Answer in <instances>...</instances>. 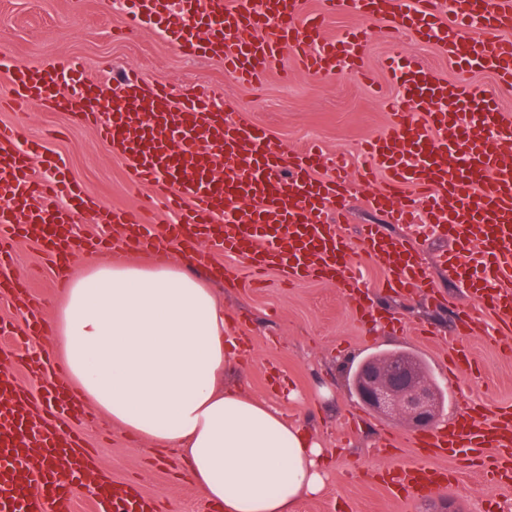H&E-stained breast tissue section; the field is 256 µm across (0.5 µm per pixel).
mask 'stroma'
<instances>
[{
  "instance_id": "1",
  "label": "stroma",
  "mask_w": 512,
  "mask_h": 512,
  "mask_svg": "<svg viewBox=\"0 0 512 512\" xmlns=\"http://www.w3.org/2000/svg\"><path fill=\"white\" fill-rule=\"evenodd\" d=\"M123 9L106 0H0V53L21 62L47 64L70 56L82 61L88 76L108 74L119 81L125 70L140 68L153 79L166 80L177 89L192 92L220 86L224 99L244 123L259 124L270 133L276 147L300 151L321 146L327 154H344L352 193L344 220L328 213V223L348 243L367 283L380 317L359 319L356 304L332 283L307 281L286 285L281 274L266 271L256 288H245L196 268L208 278L225 316L235 318L248 345L247 356L234 362L230 386L274 404L288 423L307 428L329 457V478L324 491L301 500L297 512H512V484L488 488L480 467L453 457L439 459L440 467L456 472L457 480L443 492L424 501L395 498L374 477L384 459L375 455L389 436L406 433L398 419L364 409L352 386V374L368 356L383 350H405L427 365L448 397L439 423L454 419L469 402L484 405L486 415L512 405V352L506 336L474 335L465 342L473 359L471 370L448 375L441 362L448 356V339L455 332L453 307L469 308L471 296L449 276L441 262L449 251L448 239L438 235L419 238L416 248L426 267L436 299L406 296L381 288L384 270L367 257L360 233L367 224L382 225L387 235H409L406 225L390 223L369 208L368 196L379 191L381 180L364 181L359 171L367 159L362 145L388 120L386 103H399V92L387 67L390 59L415 57L442 80H465L474 88H491L493 74L477 69L460 73L438 46L423 44L398 30L394 19L362 18L339 13L331 16L327 33L335 37L358 30L368 37L362 66L367 79L339 69L314 77L294 68L290 54H283L278 69L261 84H238L219 60L191 59L178 53L153 27L125 36ZM25 129L56 154L72 179L81 183L101 206L144 207L153 221L167 219L162 204L151 202L149 188L130 192L125 160L96 140L67 113L0 108V124ZM82 238L100 241L101 247L81 254L72 273L86 266L117 259L148 263L149 252L121 248V231L114 224L97 223L84 214L72 226ZM12 278L30 282L48 305L59 301L62 290L45 252L26 238L13 245ZM427 325L432 338L417 336ZM88 447L116 481L137 482L140 491L156 499L163 512H212L198 488L157 454L151 443L137 442L123 434L98 410L80 421Z\"/></svg>"
}]
</instances>
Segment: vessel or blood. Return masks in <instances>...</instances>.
I'll return each instance as SVG.
<instances>
[{
    "label": "vessel or blood",
    "mask_w": 512,
    "mask_h": 512,
    "mask_svg": "<svg viewBox=\"0 0 512 512\" xmlns=\"http://www.w3.org/2000/svg\"><path fill=\"white\" fill-rule=\"evenodd\" d=\"M393 17L421 42L435 43L460 70L486 69L499 84L512 85V0H325L309 13L303 0H128V33L143 25L158 29L183 56L218 58L242 83L257 84L279 64L285 50L299 65L322 76L336 66L360 74L364 36L325 35L328 15ZM493 34L485 45L474 31ZM405 107L390 112L385 127L366 144L376 170L387 177L370 206L398 224L428 225L454 244L443 261L474 306L457 310L451 339L457 368L467 367L464 337L482 332L492 319L499 332H512V113L496 103L495 89L477 90L438 79L420 62L394 63ZM9 78L8 97L19 110L39 106L69 113L90 128L114 154L129 161L131 186L150 187L153 197L176 215L158 225L144 210L96 208L77 182L38 178L33 157L54 168V156L25 144L21 127L0 125V288L13 289L22 323L0 321V368L17 357L18 337L46 335L50 322L41 300L6 271L12 245L40 225L41 243L58 275L85 244L65 234L76 211L94 208L99 222L127 231L129 251L177 244L182 254L208 264L203 243L243 257L251 270L279 269L291 281L333 282L360 299L362 276L328 209L343 210L348 182L326 173L322 150L288 153L272 144L266 129L247 125L217 108L224 93L175 97L164 82L139 69L126 71L119 103L104 113L108 81L88 77L79 63L64 59L33 65L0 54ZM363 245L386 272L384 287L404 295L425 292L427 274L410 240L366 225ZM85 408L64 381L44 387L42 408L32 411L21 385L0 379V512H73L75 487L93 484L94 512H158L153 498L107 480L95 453L74 421ZM429 455L482 456L496 451L497 478L512 479V408L489 423L473 407L449 424L411 436ZM389 493L414 500L439 493L447 472L425 463L390 468Z\"/></svg>",
    "instance_id": "1"
}]
</instances>
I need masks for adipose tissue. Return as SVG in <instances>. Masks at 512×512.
<instances>
[{
  "mask_svg": "<svg viewBox=\"0 0 512 512\" xmlns=\"http://www.w3.org/2000/svg\"><path fill=\"white\" fill-rule=\"evenodd\" d=\"M69 381L134 439L186 464L219 512H296L327 458L270 403L223 389L236 348L224 310L175 262L90 266L53 312Z\"/></svg>",
  "mask_w": 512,
  "mask_h": 512,
  "instance_id": "ef3b65f1",
  "label": "adipose tissue"
}]
</instances>
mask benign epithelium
I'll list each match as a JSON object with an SVG mask.
<instances>
[{
	"instance_id": "1",
	"label": "benign epithelium",
	"mask_w": 512,
	"mask_h": 512,
	"mask_svg": "<svg viewBox=\"0 0 512 512\" xmlns=\"http://www.w3.org/2000/svg\"><path fill=\"white\" fill-rule=\"evenodd\" d=\"M355 390L370 410L395 414L412 428L427 427L436 419L437 389L406 359L386 355L363 363Z\"/></svg>"
}]
</instances>
